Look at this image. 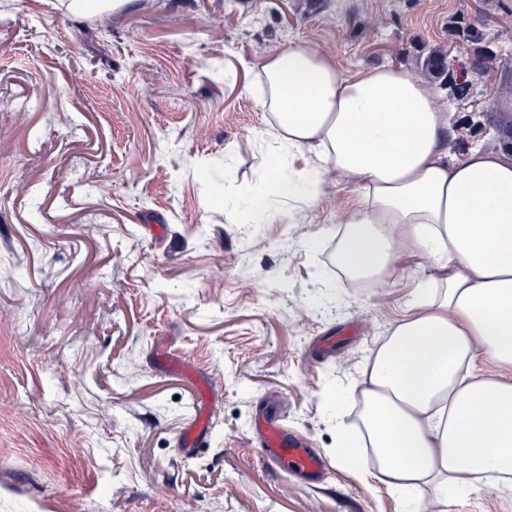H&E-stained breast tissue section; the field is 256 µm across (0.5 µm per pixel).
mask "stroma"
I'll list each match as a JSON object with an SVG mask.
<instances>
[{
	"label": "stroma",
	"mask_w": 512,
	"mask_h": 512,
	"mask_svg": "<svg viewBox=\"0 0 512 512\" xmlns=\"http://www.w3.org/2000/svg\"><path fill=\"white\" fill-rule=\"evenodd\" d=\"M68 3L0 0V512H401L341 464L327 399L429 259L346 285L356 189L333 172L255 234L205 185H254L274 153L261 66L299 40L341 77L398 67L448 98L449 158L512 161V0ZM437 46L463 69L430 72ZM202 389L215 416L187 459ZM267 412L322 458L315 480L263 460Z\"/></svg>",
	"instance_id": "stroma-1"
}]
</instances>
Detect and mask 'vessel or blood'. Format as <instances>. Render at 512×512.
I'll list each match as a JSON object with an SVG mask.
<instances>
[{"instance_id":"vessel-or-blood-1","label":"vessel or blood","mask_w":512,"mask_h":512,"mask_svg":"<svg viewBox=\"0 0 512 512\" xmlns=\"http://www.w3.org/2000/svg\"><path fill=\"white\" fill-rule=\"evenodd\" d=\"M212 416L207 399H200L198 413L185 437V456H194L199 441ZM261 449L267 462L287 475L314 477L322 468L321 458L298 435L288 432L278 420L267 419L262 425Z\"/></svg>"}]
</instances>
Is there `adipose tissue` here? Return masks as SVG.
Listing matches in <instances>:
<instances>
[{
	"label": "adipose tissue",
	"mask_w": 512,
	"mask_h": 512,
	"mask_svg": "<svg viewBox=\"0 0 512 512\" xmlns=\"http://www.w3.org/2000/svg\"><path fill=\"white\" fill-rule=\"evenodd\" d=\"M263 111L280 160L305 170L256 175L267 195L315 207L329 170L358 189L338 217L336 265L387 287L403 259H430L420 289L339 406L357 408V468L389 492L457 505L482 475L512 482V162L470 150L447 160V101L409 71L341 77L307 41L262 66Z\"/></svg>",
	"instance_id": "adipose-tissue-1"
}]
</instances>
